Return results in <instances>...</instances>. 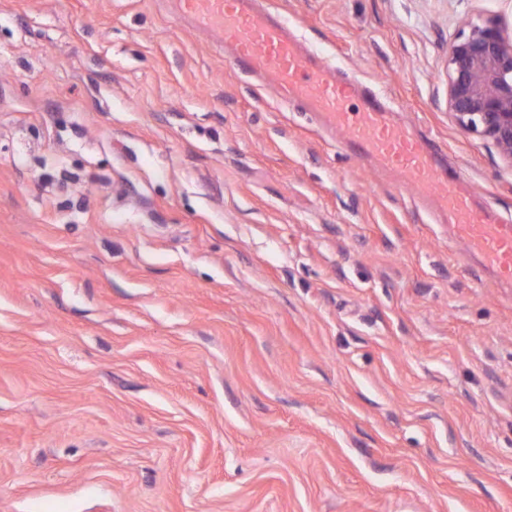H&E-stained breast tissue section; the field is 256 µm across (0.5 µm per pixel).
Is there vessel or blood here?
Here are the masks:
<instances>
[{
  "instance_id": "1",
  "label": "vessel or blood",
  "mask_w": 512,
  "mask_h": 512,
  "mask_svg": "<svg viewBox=\"0 0 512 512\" xmlns=\"http://www.w3.org/2000/svg\"><path fill=\"white\" fill-rule=\"evenodd\" d=\"M174 6L191 27L212 33L228 49L233 68L269 77L284 101L322 114L356 156L400 173L417 193L431 197L455 237L500 283L512 286V223L476 206L463 178H440L427 140L390 122L378 100L367 98L360 110H351L359 85L317 65L286 19L258 10L255 0H175Z\"/></svg>"
}]
</instances>
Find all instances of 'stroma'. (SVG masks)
<instances>
[{
  "instance_id": "1",
  "label": "stroma",
  "mask_w": 512,
  "mask_h": 512,
  "mask_svg": "<svg viewBox=\"0 0 512 512\" xmlns=\"http://www.w3.org/2000/svg\"><path fill=\"white\" fill-rule=\"evenodd\" d=\"M259 3L512 219V0ZM0 512H512V288L169 0H0ZM448 110L512 162V38L496 23L470 25L450 46Z\"/></svg>"
}]
</instances>
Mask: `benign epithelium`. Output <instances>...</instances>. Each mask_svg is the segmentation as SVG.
Listing matches in <instances>:
<instances>
[{
  "label": "benign epithelium",
  "mask_w": 512,
  "mask_h": 512,
  "mask_svg": "<svg viewBox=\"0 0 512 512\" xmlns=\"http://www.w3.org/2000/svg\"><path fill=\"white\" fill-rule=\"evenodd\" d=\"M448 111L512 161V41L496 23L470 26L450 46Z\"/></svg>",
  "instance_id": "benign-epithelium-1"
}]
</instances>
